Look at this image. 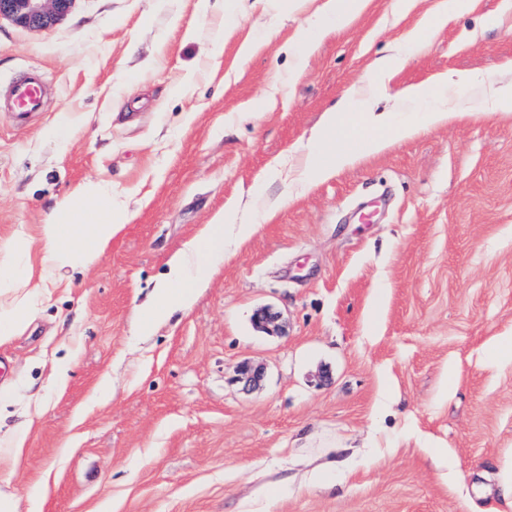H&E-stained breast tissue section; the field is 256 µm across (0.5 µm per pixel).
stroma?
<instances>
[{
  "label": "stroma",
  "instance_id": "35a3bbf8",
  "mask_svg": "<svg viewBox=\"0 0 512 512\" xmlns=\"http://www.w3.org/2000/svg\"><path fill=\"white\" fill-rule=\"evenodd\" d=\"M328 2L78 0L47 30L0 20V90L46 79L26 122L0 112V269L84 182L133 213L0 342V389L20 388L0 426L32 422L19 456L0 446V491L37 512H512L496 491L512 361L486 358L512 336V104L297 184L324 112L382 57L406 58L379 93L396 115L413 114L402 88L451 71L511 88L512 0H370L322 35ZM232 203L256 232L141 335L171 259ZM263 308L279 331L256 328Z\"/></svg>",
  "mask_w": 512,
  "mask_h": 512
}]
</instances>
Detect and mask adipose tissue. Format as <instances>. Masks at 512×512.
Returning <instances> with one entry per match:
<instances>
[{
    "mask_svg": "<svg viewBox=\"0 0 512 512\" xmlns=\"http://www.w3.org/2000/svg\"><path fill=\"white\" fill-rule=\"evenodd\" d=\"M482 85L491 101L505 95L494 76L477 79L451 72L428 83L406 88L404 97L422 103L415 121H393L391 114L375 113L370 103L347 95L342 106L326 113L314 145L305 155L298 182L306 186L326 179L342 167L368 154L388 149L398 137H411L422 128L445 125L477 115L469 103L472 85ZM131 219L125 204L114 201L108 186L88 181L60 199L37 234L18 231L10 247L25 257V265L8 278H0V340L12 336L30 317V300L36 282H47L64 267L85 269L105 255L115 237ZM252 224H227L223 220L205 225L202 233L172 262L170 271L146 307L143 328L167 319L186 308L198 285L222 265L232 248L255 232Z\"/></svg>",
    "mask_w": 512,
    "mask_h": 512,
    "instance_id": "ef3b65f1",
    "label": "adipose tissue"
}]
</instances>
